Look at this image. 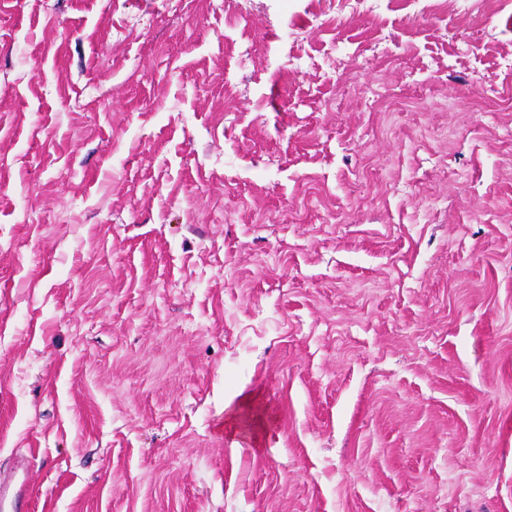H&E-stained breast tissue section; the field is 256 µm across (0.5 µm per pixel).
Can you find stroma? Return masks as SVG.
<instances>
[{"label":"stroma","instance_id":"35a3bbf8","mask_svg":"<svg viewBox=\"0 0 512 512\" xmlns=\"http://www.w3.org/2000/svg\"><path fill=\"white\" fill-rule=\"evenodd\" d=\"M327 5L0 0L30 512H512V0Z\"/></svg>","mask_w":512,"mask_h":512}]
</instances>
